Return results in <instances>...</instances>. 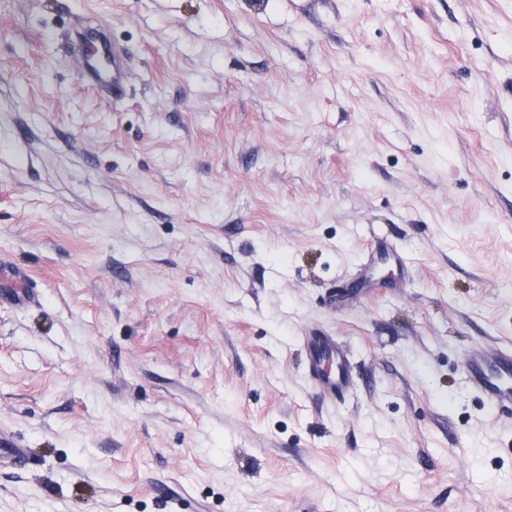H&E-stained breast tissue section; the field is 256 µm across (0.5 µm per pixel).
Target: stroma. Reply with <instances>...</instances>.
<instances>
[{
	"instance_id": "1",
	"label": "stroma",
	"mask_w": 512,
	"mask_h": 512,
	"mask_svg": "<svg viewBox=\"0 0 512 512\" xmlns=\"http://www.w3.org/2000/svg\"><path fill=\"white\" fill-rule=\"evenodd\" d=\"M0 250V512H512V0H0ZM87 44H92L93 48L90 54L83 56L79 80L112 98L122 96L127 78V59L122 48L98 25L84 27L79 33L80 48L84 49ZM9 278L14 281H20L22 283L23 290H16L11 293L10 301L16 306H26L35 302L36 294L32 288H29L27 276L21 272L18 268H15L11 264L4 261L0 255V280ZM300 338L308 355L307 376L316 394L334 404L344 402L357 383L336 337L318 329H305ZM467 365L473 389L494 409L512 411V346L474 349ZM29 448L18 439L12 432L0 429V454L11 457L18 464H24L29 460Z\"/></svg>"
}]
</instances>
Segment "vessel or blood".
<instances>
[{
	"mask_svg": "<svg viewBox=\"0 0 512 512\" xmlns=\"http://www.w3.org/2000/svg\"><path fill=\"white\" fill-rule=\"evenodd\" d=\"M80 45H91L79 72L80 81L98 91L122 96L127 78V59L119 44L101 27L82 29ZM23 282L26 276L18 268L0 258V280ZM32 288L24 287L11 293L10 301L17 306L35 302ZM301 342L308 355L307 376L321 398L331 402L345 401L356 387L352 365L335 337L318 329L304 330ZM472 386L496 410L512 411V346L475 349L467 355ZM0 454L23 464L30 454L25 443L12 432L0 429Z\"/></svg>",
	"mask_w": 512,
	"mask_h": 512,
	"instance_id": "obj_1",
	"label": "vessel or blood"
}]
</instances>
